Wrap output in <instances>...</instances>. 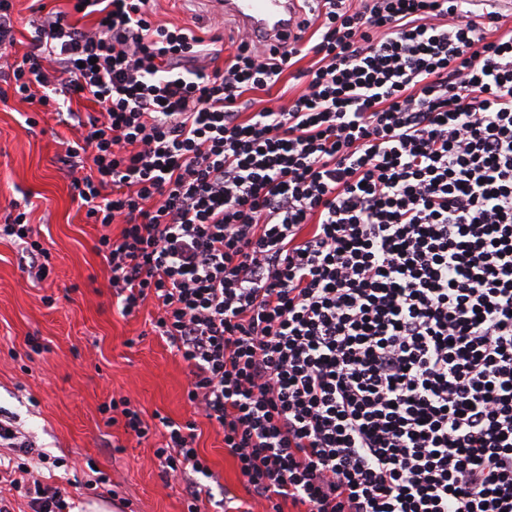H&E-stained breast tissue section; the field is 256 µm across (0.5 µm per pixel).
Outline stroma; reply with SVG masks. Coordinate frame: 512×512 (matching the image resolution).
I'll return each instance as SVG.
<instances>
[{
	"mask_svg": "<svg viewBox=\"0 0 512 512\" xmlns=\"http://www.w3.org/2000/svg\"><path fill=\"white\" fill-rule=\"evenodd\" d=\"M155 11L159 21L222 36L225 54L236 50L234 28L206 0H156ZM80 134L38 106L14 97L0 102V222L12 202L30 200L34 238L50 253V274L36 281L20 266V245L0 239V413L38 452L61 459L62 468L42 470L40 478L70 488L80 512L96 505L104 512L185 510L189 478H165L154 455L158 439L139 443L105 425L99 408L119 396L136 402L145 420L160 414L195 423V446L213 473V498L202 512H221L217 502L227 496L264 512L250 500L222 431L188 403L189 370L152 332L153 302L130 316L120 312L109 267L95 250L101 230L74 195L83 171L58 160L65 141ZM101 472L109 484L89 490Z\"/></svg>",
	"mask_w": 512,
	"mask_h": 512,
	"instance_id": "1",
	"label": "stroma"
}]
</instances>
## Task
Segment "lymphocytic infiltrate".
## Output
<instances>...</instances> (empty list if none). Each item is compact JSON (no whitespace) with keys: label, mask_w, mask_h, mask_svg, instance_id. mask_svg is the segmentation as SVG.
<instances>
[{"label":"lymphocytic infiltrate","mask_w":512,"mask_h":512,"mask_svg":"<svg viewBox=\"0 0 512 512\" xmlns=\"http://www.w3.org/2000/svg\"><path fill=\"white\" fill-rule=\"evenodd\" d=\"M38 4L12 91L100 106L62 163L122 314L191 376L267 512H512V28L477 0H314L284 52L153 19L152 0ZM307 67H299V60ZM304 89L243 114L283 74ZM120 225L112 236L111 225ZM39 275L26 213L0 225ZM152 435L130 398L100 408ZM165 476L211 471L193 423L161 418ZM0 512H71L45 456L0 419Z\"/></svg>","instance_id":"f902f5d3"}]
</instances>
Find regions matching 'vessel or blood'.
I'll return each mask as SVG.
<instances>
[{"label":"vessel or blood","instance_id":"1","mask_svg":"<svg viewBox=\"0 0 512 512\" xmlns=\"http://www.w3.org/2000/svg\"><path fill=\"white\" fill-rule=\"evenodd\" d=\"M249 39L286 50L307 18L309 0H212Z\"/></svg>","mask_w":512,"mask_h":512}]
</instances>
